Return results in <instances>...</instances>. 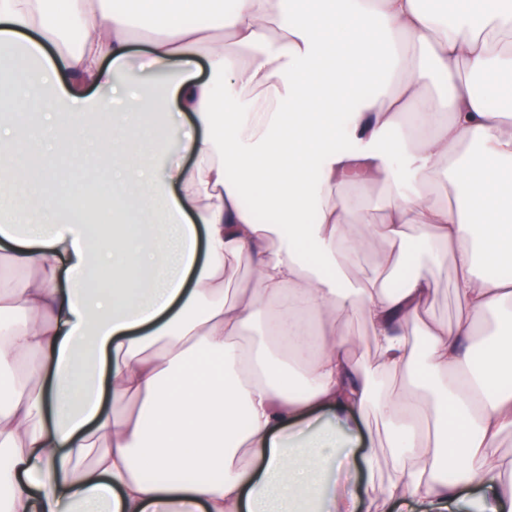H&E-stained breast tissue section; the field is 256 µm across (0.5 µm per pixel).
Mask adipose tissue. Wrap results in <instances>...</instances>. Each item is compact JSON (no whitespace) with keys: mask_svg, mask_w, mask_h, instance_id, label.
<instances>
[{"mask_svg":"<svg viewBox=\"0 0 512 512\" xmlns=\"http://www.w3.org/2000/svg\"><path fill=\"white\" fill-rule=\"evenodd\" d=\"M506 2L0 0V49L42 62L0 119V212L18 180L36 203L0 223V265L31 273L0 286V512H356L358 483L370 512H457L470 486L480 512H512V464L494 452L512 436V277L485 272L512 266V109L476 90L512 75L493 42ZM141 15L160 30L146 69L166 77L148 101L114 83ZM359 70L391 80L362 97ZM91 86L112 94L84 107ZM91 127L123 186L155 188L141 216L160 215L162 236L126 223L122 196L103 224L46 191L37 159L82 163ZM175 141L190 163L170 161ZM375 187L371 224L353 193ZM353 224L375 245L366 280L346 274ZM411 245L432 268L402 274ZM444 264L450 324L429 312ZM359 316L370 372L353 357ZM489 316L474 368L466 342ZM361 418L378 427L357 461L337 445Z\"/></svg>","mask_w":512,"mask_h":512,"instance_id":"1","label":"adipose tissue"}]
</instances>
